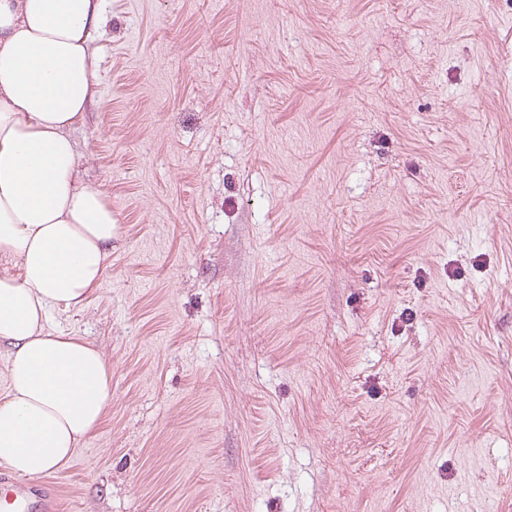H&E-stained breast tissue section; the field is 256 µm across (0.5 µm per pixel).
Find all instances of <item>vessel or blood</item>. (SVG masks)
I'll use <instances>...</instances> for the list:
<instances>
[{
  "mask_svg": "<svg viewBox=\"0 0 512 512\" xmlns=\"http://www.w3.org/2000/svg\"><path fill=\"white\" fill-rule=\"evenodd\" d=\"M64 498L52 478L34 483L0 468V512H64Z\"/></svg>",
  "mask_w": 512,
  "mask_h": 512,
  "instance_id": "vessel-or-blood-1",
  "label": "vessel or blood"
}]
</instances>
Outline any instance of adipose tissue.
Listing matches in <instances>:
<instances>
[{"label": "adipose tissue", "instance_id": "obj_1", "mask_svg": "<svg viewBox=\"0 0 512 512\" xmlns=\"http://www.w3.org/2000/svg\"><path fill=\"white\" fill-rule=\"evenodd\" d=\"M105 0H0V462L66 467L112 401L103 351L48 331L108 269L115 220L72 137L95 95Z\"/></svg>", "mask_w": 512, "mask_h": 512}]
</instances>
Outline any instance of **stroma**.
Returning <instances> with one entry per match:
<instances>
[{
  "label": "stroma",
  "instance_id": "35a3bbf8",
  "mask_svg": "<svg viewBox=\"0 0 512 512\" xmlns=\"http://www.w3.org/2000/svg\"><path fill=\"white\" fill-rule=\"evenodd\" d=\"M95 47L71 512H512V0H106Z\"/></svg>",
  "mask_w": 512,
  "mask_h": 512
}]
</instances>
